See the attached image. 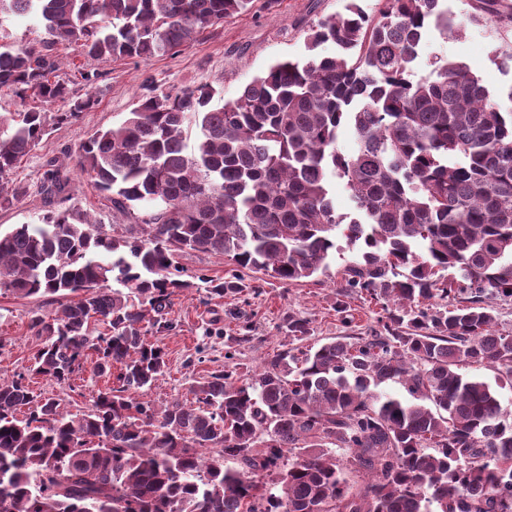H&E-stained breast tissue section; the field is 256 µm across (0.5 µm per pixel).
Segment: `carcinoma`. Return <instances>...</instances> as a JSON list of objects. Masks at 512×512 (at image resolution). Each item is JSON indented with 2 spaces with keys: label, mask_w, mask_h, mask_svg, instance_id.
<instances>
[{
  "label": "carcinoma",
  "mask_w": 512,
  "mask_h": 512,
  "mask_svg": "<svg viewBox=\"0 0 512 512\" xmlns=\"http://www.w3.org/2000/svg\"><path fill=\"white\" fill-rule=\"evenodd\" d=\"M250 4L0 0V16L40 29L0 43V88L39 102L0 114V209L26 194L13 173L48 121L95 104L60 77L66 49L147 61ZM471 7V23L512 33L509 0ZM431 26L457 33L445 0H379L371 15L352 3L306 31L303 59L221 107L206 87L146 95L88 137L79 166L120 214L152 213L106 226L51 208L0 230V290L43 300L31 365L0 377V512H512V334L489 304L512 302V86L492 92L437 56L416 76ZM327 42L336 54L317 52ZM336 178L353 217L336 212ZM65 186L52 164L46 203ZM341 241L353 257L340 291L380 304L368 335L310 343L309 321L290 314L288 344L260 365L214 371L189 400L141 399L166 367L143 324L169 328L188 287L180 254H222L290 285L329 275ZM201 281L218 297L247 288L236 273ZM91 353L98 373L118 372L89 410L31 387V375L70 381Z\"/></svg>",
  "instance_id": "cac0c4a2"
}]
</instances>
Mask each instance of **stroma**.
<instances>
[{
    "label": "stroma",
    "mask_w": 512,
    "mask_h": 512,
    "mask_svg": "<svg viewBox=\"0 0 512 512\" xmlns=\"http://www.w3.org/2000/svg\"><path fill=\"white\" fill-rule=\"evenodd\" d=\"M348 0H252L247 12L225 18L220 25L206 29L195 42L176 55L150 61L117 60L98 64L103 77L95 91L97 103L81 112L71 123L49 126L35 148L23 158L15 181L25 196L8 210H0V227L35 224L46 206L39 193L40 182L50 159L66 162L68 184L60 200L104 224L125 223L108 194L96 191L76 164L80 145L99 129L120 123L149 91L176 92L186 87L211 86L217 89L213 106L236 97L254 77L277 61L301 56L304 32L327 16L344 12ZM458 31L446 37L429 29L421 47L422 58L438 56L466 62L492 90L512 84V63L502 64L501 41L488 26H475L468 20L470 0H448ZM188 289L172 298L168 318L172 330H148V341L166 352L163 376L144 393V400L155 405L189 398L193 379L223 369L224 354L231 351L236 362L255 366L267 353L288 342L284 323L295 315L310 323L313 340L345 335L346 329L336 311L338 287L332 280L263 285L259 291H246L221 298L209 296L206 279L228 277L233 265L221 255L186 252L179 256ZM38 300L0 294V375L25 371L31 364L39 339L30 327L32 310ZM250 325V342L238 345L242 325ZM35 390L55 398L62 407L76 412L88 410L93 395L106 386V378L93 373L92 361H85L71 380L57 384L41 376L31 379Z\"/></svg>",
    "instance_id": "obj_1"
}]
</instances>
